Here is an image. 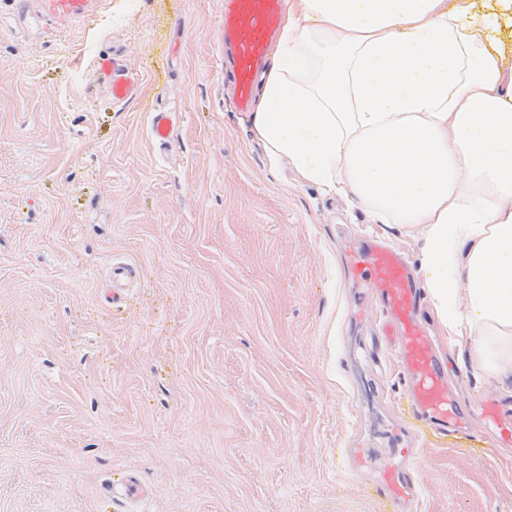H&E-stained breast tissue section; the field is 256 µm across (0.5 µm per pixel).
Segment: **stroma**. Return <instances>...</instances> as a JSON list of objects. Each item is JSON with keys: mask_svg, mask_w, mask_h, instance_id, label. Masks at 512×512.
<instances>
[{"mask_svg": "<svg viewBox=\"0 0 512 512\" xmlns=\"http://www.w3.org/2000/svg\"><path fill=\"white\" fill-rule=\"evenodd\" d=\"M140 74L112 101L96 75ZM154 112L181 119L171 144ZM404 229L271 168L224 76V0H101L68 28L0 0V512H115L114 469L149 489L137 512H393L350 475L408 418L392 356L363 359L382 311L346 252ZM135 262L122 306L108 263ZM475 411L431 441L416 512H512V447L476 405L512 380L459 363ZM99 80L113 101L131 99L138 88L139 74L129 68L121 57L103 55L97 63ZM176 124V112L152 113L150 126L153 139L160 144H170Z\"/></svg>", "mask_w": 512, "mask_h": 512, "instance_id": "stroma-1", "label": "stroma"}]
</instances>
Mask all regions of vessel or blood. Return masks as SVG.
Wrapping results in <instances>:
<instances>
[{
  "label": "vessel or blood",
  "instance_id": "1",
  "mask_svg": "<svg viewBox=\"0 0 512 512\" xmlns=\"http://www.w3.org/2000/svg\"><path fill=\"white\" fill-rule=\"evenodd\" d=\"M97 0H37L36 15L67 27L87 18ZM283 0H226L224 5V64L234 82V102L239 111H247L256 76L269 44L279 34ZM99 80L112 100L131 99L138 88L139 75L124 60L114 55L101 56L97 63ZM177 115L155 112L150 126L153 139L170 143ZM348 266L376 290L385 315L383 329L395 338L394 353L402 365L401 378L410 406L407 433L417 439L430 436H456L467 425V414L448 389V369L439 358L432 339L418 318L420 284L404 256L390 244L371 241L353 249ZM113 300L126 299L125 288L139 275L138 267L121 258L109 262ZM482 412L499 427L503 439L512 442V409L496 401L482 402ZM405 433H395L386 464L380 468L373 486L376 494L408 512L417 500L413 477L420 453L407 447ZM128 502L148 498L149 490L136 476L122 474L115 481Z\"/></svg>",
  "mask_w": 512,
  "mask_h": 512
}]
</instances>
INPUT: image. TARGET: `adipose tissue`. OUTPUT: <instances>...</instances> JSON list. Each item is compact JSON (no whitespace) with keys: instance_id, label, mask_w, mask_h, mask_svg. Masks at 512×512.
Masks as SVG:
<instances>
[{"instance_id":"adipose-tissue-1","label":"adipose tissue","mask_w":512,"mask_h":512,"mask_svg":"<svg viewBox=\"0 0 512 512\" xmlns=\"http://www.w3.org/2000/svg\"><path fill=\"white\" fill-rule=\"evenodd\" d=\"M496 24L473 0H291L249 122L271 166L409 230L449 341L505 379L512 60Z\"/></svg>"}]
</instances>
